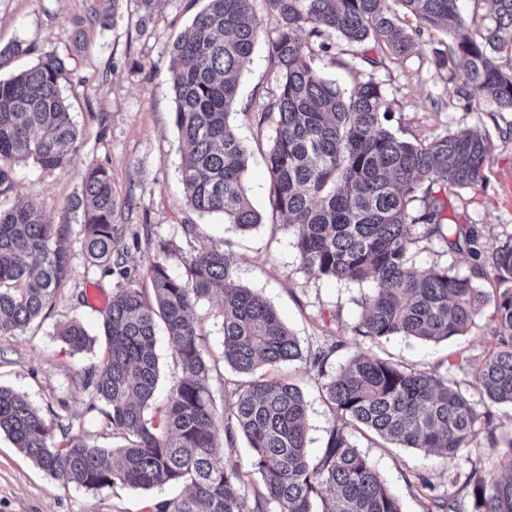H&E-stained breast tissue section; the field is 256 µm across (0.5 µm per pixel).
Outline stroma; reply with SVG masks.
I'll list each match as a JSON object with an SVG mask.
<instances>
[{
    "label": "stroma",
    "instance_id": "1",
    "mask_svg": "<svg viewBox=\"0 0 512 512\" xmlns=\"http://www.w3.org/2000/svg\"><path fill=\"white\" fill-rule=\"evenodd\" d=\"M202 5L203 0H161L148 27L142 29L133 0H119L112 24L93 20L97 0H0V45L24 40L35 46L34 52L16 57L11 69L27 67L49 53L65 58L62 90L72 105L81 143L80 159L67 171L47 173L31 162L20 166L11 203L35 200L42 204L47 223L67 219L79 224L68 205L80 191L85 166L103 165L112 177L113 221L123 230L115 248L123 253L145 297L153 295L145 271L159 240L174 241L183 257L218 247L234 260L241 284L273 304L303 351L339 342L323 371L311 370L303 362L279 371L280 376L293 377L308 401L310 455L324 448L334 423L323 385L354 354L367 352L444 374L461 388H470L476 367L492 347L493 305L482 309L465 335L448 342L394 336L375 344L355 331L366 285L315 277L301 269L294 230L269 202L264 154L273 129L253 117L275 93L264 45L256 46L240 78L234 106L237 132L250 152L246 185L262 222L244 233L222 216L201 217L188 206L179 182L182 146L168 81L167 48L188 29ZM79 29L84 32L80 39L75 36ZM445 40L438 31H423L413 51L398 57L370 43L359 48L334 36L320 66L345 89L359 80L379 83L390 112L387 126L400 138L428 142L469 128L486 134L485 179L476 188L449 196L445 221L475 226L484 249L491 251L512 242V112L498 111L486 101L468 103L469 87L462 70L435 64ZM361 54L379 59V66L355 71L351 64ZM186 224L197 225L196 235L184 236ZM411 260L422 269L451 266L462 275L470 274L472 267L468 256L448 254L434 238L417 242ZM93 285L109 294L117 289L118 279L75 254L71 277L56 296L48 318L26 331L0 335V385L27 396L46 418L52 440L59 446L74 435L103 448L123 443L100 411L91 408L83 386V370L100 361V349L76 352L54 336L56 324L71 318L97 329L106 312L86 301V290ZM196 316L204 353L214 360L210 389L221 408L233 400L243 377L224 362L217 300L200 303ZM354 440L399 498L403 512H428L427 492L418 483L422 477L437 491L466 500L467 492L454 482V475H468L485 464L476 447L464 449L448 466L428 448H396L359 433ZM184 491L181 485L133 490L117 484L88 490L66 484L48 476L0 434V512H152L154 503Z\"/></svg>",
    "mask_w": 512,
    "mask_h": 512
}]
</instances>
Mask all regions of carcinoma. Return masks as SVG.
<instances>
[{
    "label": "carcinoma",
    "instance_id": "1",
    "mask_svg": "<svg viewBox=\"0 0 512 512\" xmlns=\"http://www.w3.org/2000/svg\"><path fill=\"white\" fill-rule=\"evenodd\" d=\"M144 28L159 0H137ZM255 0H208L188 34L169 49L168 76L175 95L176 126L186 151L180 182L187 204L201 216L220 214L241 231L262 223L244 182L249 152L236 132L233 105L241 73L262 32ZM277 21L266 34L277 93L259 122L274 134L265 161L272 210L296 229L301 267L315 277L369 283L355 331L371 340L402 335L443 341L465 334L485 304H494V347L477 367L473 387L492 404L512 405V243L484 250L476 228L444 224L448 195L484 180L487 137L477 129L409 142L385 127L388 112L380 86L369 79L345 92L323 76L317 54L298 36H338L349 44L372 42L395 56L415 46L427 29H441L450 43L437 64L459 61L469 86L500 111L512 112V70L494 54L512 51V0H492L493 26L482 40L467 32L457 0H263ZM415 28L399 25L398 11ZM34 51L17 41L0 48V66ZM66 61L49 54L0 77V335L25 331L47 315L64 287L75 250L87 262L117 273L126 284L112 296L103 322L104 359L84 369L90 408L126 441L101 448L81 436L65 446L50 442V428L26 396L0 386V434H5L47 475L86 489L120 484L150 489L184 484L188 492L154 504L155 512H402L352 428L403 448H433L445 463L483 436L487 466L467 477L469 509L443 495L431 496L435 512H512V430L497 432L466 392L448 376L356 354L324 385L338 419L321 454L307 451V402L287 379L255 376L260 368L307 360L323 372L335 347L303 356L299 342L262 295L237 281L224 251L203 249L185 259L186 275L169 262L177 245L162 242L147 266L154 292L149 303L134 286L123 254L114 250L121 232L112 223L115 201L108 170L85 167L69 205L82 237L67 222L47 224L31 200L4 207L16 188V167L29 160L46 172L79 161L78 130L60 79ZM420 202V208L414 202ZM439 238L452 254H465L472 271L420 270L408 261L416 237ZM493 277L489 294L478 280ZM220 298L224 361L249 375L234 400L217 410L210 391L211 366L200 342L194 310ZM165 328L180 376L170 386L159 418L148 417L159 362L157 322ZM55 336L72 350L96 342L82 321L56 325ZM248 440L252 468L265 493H250L239 471L217 451V438Z\"/></svg>",
    "mask_w": 512,
    "mask_h": 512
}]
</instances>
